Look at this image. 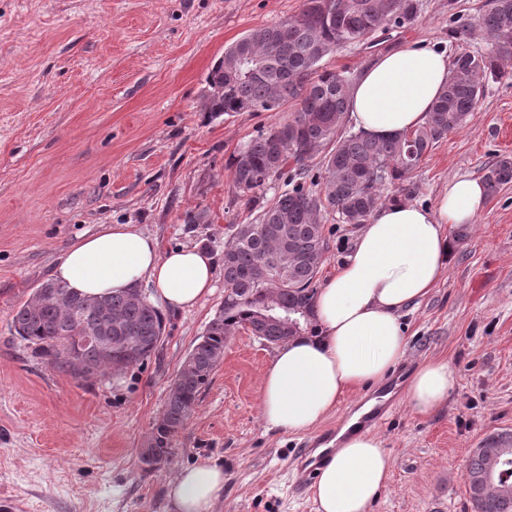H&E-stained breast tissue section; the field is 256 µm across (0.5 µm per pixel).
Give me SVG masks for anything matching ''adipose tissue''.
<instances>
[{
  "label": "adipose tissue",
  "mask_w": 512,
  "mask_h": 512,
  "mask_svg": "<svg viewBox=\"0 0 512 512\" xmlns=\"http://www.w3.org/2000/svg\"><path fill=\"white\" fill-rule=\"evenodd\" d=\"M450 74L445 53L405 46L376 58L356 79L349 117L357 130L386 140L423 125ZM486 203L484 184L460 176L434 206L394 201L365 224L345 262L319 288L316 327L281 345L264 370L260 412L269 430L316 428L351 387H375L403 361L407 341L402 312L438 283L452 253L450 228L475 223ZM212 257L199 249L160 252L136 224H106L80 238L54 267L55 280L90 296L135 290L142 281L154 301L173 311L199 306L211 293ZM456 385L454 367L427 361L408 376L409 405L427 415L445 405ZM363 405L361 413L370 412ZM352 414L318 471L312 495L318 512H366L389 478L382 440ZM224 495V470L200 461L166 484L175 512H214Z\"/></svg>",
  "instance_id": "obj_1"
}]
</instances>
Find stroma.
Returning <instances> with one entry per match:
<instances>
[{
  "label": "stroma",
  "instance_id": "1",
  "mask_svg": "<svg viewBox=\"0 0 512 512\" xmlns=\"http://www.w3.org/2000/svg\"><path fill=\"white\" fill-rule=\"evenodd\" d=\"M304 0H0V495L23 512H172L165 485L201 460L223 466L216 512H317L303 450L332 433L371 388L346 392L316 430H266L260 382L274 346L239 331L201 392L175 450L147 474L139 455L168 387L224 302L214 291L167 311L154 355L90 379L53 368L14 335L11 312L50 279L79 237L137 224L160 250L197 245L222 260L233 224L252 222L251 193L227 163L288 112H204L206 77L246 31L296 16ZM485 0H419L415 21L339 47L326 69L356 78L406 44L485 51ZM512 157V77L487 78L475 118L449 133L410 178L409 202L434 205L450 179L482 176ZM330 249L320 274L349 255L359 233L321 215ZM401 382L422 362L457 370L446 405L416 413L397 394L376 435L390 452L387 486L368 512H471V449L512 435V185L486 201L439 282L405 312Z\"/></svg>",
  "mask_w": 512,
  "mask_h": 512
}]
</instances>
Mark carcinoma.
Masks as SVG:
<instances>
[{
  "label": "carcinoma",
  "instance_id": "obj_1",
  "mask_svg": "<svg viewBox=\"0 0 512 512\" xmlns=\"http://www.w3.org/2000/svg\"><path fill=\"white\" fill-rule=\"evenodd\" d=\"M418 12V0H305L301 12L279 23L256 27L224 49L208 73L203 110L280 112L291 117L258 132L228 162L234 186L256 194L272 179L283 190L260 206L251 224L233 227L224 244V304L206 325L168 388L164 409L140 456L146 473L153 458H170L202 390L224 356V344L240 330L279 345L313 331L317 276L329 239L319 216L336 214L342 224L369 222L383 190L406 182L423 158L449 133L475 117L482 81L512 76V0H489L480 31L490 40L485 53L464 51L451 62L448 85L419 128L387 141L361 132L343 135L352 83L322 67L346 43H361L379 28H402ZM247 42L256 60L251 74L238 71V47ZM486 193L512 184V158H503L482 176ZM49 299L34 291L14 308L16 335L57 370L74 374L70 352L95 374L122 371L149 359L166 328V317L138 293L85 297L53 280ZM123 336L108 351L102 338ZM492 469L512 485V447L492 437L472 450L464 481L475 512H512V499L482 483Z\"/></svg>",
  "mask_w": 512,
  "mask_h": 512
}]
</instances>
